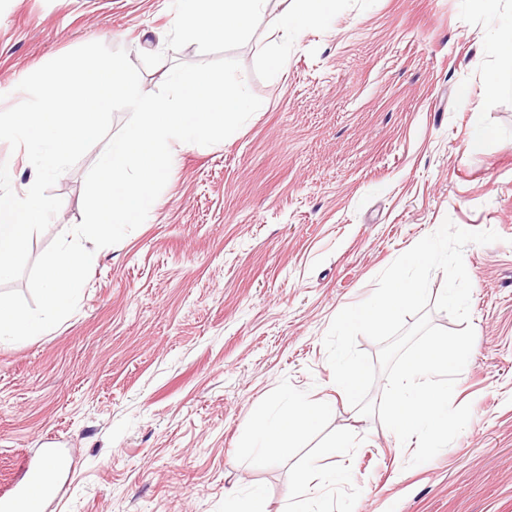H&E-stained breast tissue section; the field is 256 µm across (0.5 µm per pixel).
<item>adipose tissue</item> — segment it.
Here are the masks:
<instances>
[{
  "instance_id": "obj_1",
  "label": "adipose tissue",
  "mask_w": 512,
  "mask_h": 512,
  "mask_svg": "<svg viewBox=\"0 0 512 512\" xmlns=\"http://www.w3.org/2000/svg\"><path fill=\"white\" fill-rule=\"evenodd\" d=\"M179 20L183 37L201 42L234 40L247 34L259 20L296 33L325 23L335 0H280L281 11L269 12L270 0H183ZM320 415L303 399L294 397L274 415L258 411L254 419L253 442L260 458L287 452L295 438Z\"/></svg>"
}]
</instances>
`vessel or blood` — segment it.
I'll return each mask as SVG.
<instances>
[{
    "label": "vessel or blood",
    "instance_id": "vessel-or-blood-1",
    "mask_svg": "<svg viewBox=\"0 0 512 512\" xmlns=\"http://www.w3.org/2000/svg\"><path fill=\"white\" fill-rule=\"evenodd\" d=\"M44 453L53 462V474H46L42 466H32L23 483L0 489V512H46L47 503L58 485L57 476L69 465L63 449L48 447Z\"/></svg>",
    "mask_w": 512,
    "mask_h": 512
}]
</instances>
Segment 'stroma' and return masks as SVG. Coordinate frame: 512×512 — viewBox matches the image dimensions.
<instances>
[{
    "label": "stroma",
    "instance_id": "stroma-1",
    "mask_svg": "<svg viewBox=\"0 0 512 512\" xmlns=\"http://www.w3.org/2000/svg\"><path fill=\"white\" fill-rule=\"evenodd\" d=\"M179 7L0 0V110L27 75L95 41L125 49L149 93L174 63L236 58L262 101L234 139L178 152L157 208L100 249L73 314L0 342V483L49 438L74 457L52 512H224L225 493L255 489L281 512L312 463L343 459L349 481L305 507L512 512V95L484 87L512 0H336L302 34L260 21L206 44L179 35ZM476 122L490 136L474 153ZM103 149L52 187L62 206L31 257L81 222ZM446 219L501 239L464 250L475 342L453 403L472 417L412 467L413 446L338 393L323 338ZM291 397L333 405L288 456L255 464L257 408ZM343 437L344 458L327 455Z\"/></svg>",
    "mask_w": 512,
    "mask_h": 512
}]
</instances>
